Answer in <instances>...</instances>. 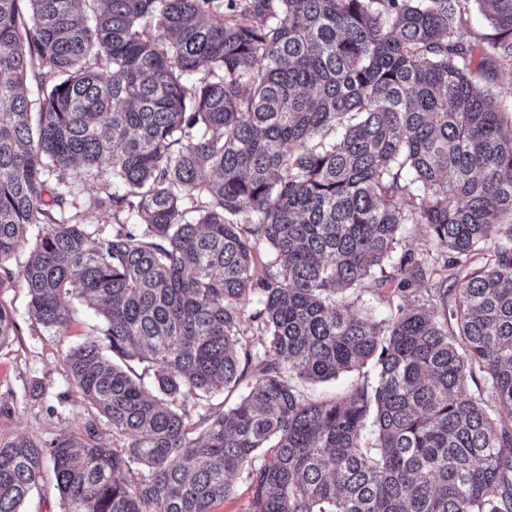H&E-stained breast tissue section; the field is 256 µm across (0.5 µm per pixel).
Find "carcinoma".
<instances>
[{
    "mask_svg": "<svg viewBox=\"0 0 512 512\" xmlns=\"http://www.w3.org/2000/svg\"><path fill=\"white\" fill-rule=\"evenodd\" d=\"M501 69L512 0H0V347L17 279L57 333L70 295L103 317L64 358L87 417L0 443V512L48 465L64 512H212L239 474L248 512H512ZM89 177L90 207L136 229L55 221ZM404 224L445 254L441 310L353 311L369 281L405 300L436 274L395 256ZM251 296L261 352L240 341ZM369 364L373 385L332 400L292 384ZM246 378L235 406L201 405Z\"/></svg>",
    "mask_w": 512,
    "mask_h": 512,
    "instance_id": "carcinoma-1",
    "label": "carcinoma"
}]
</instances>
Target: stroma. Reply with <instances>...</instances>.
Instances as JSON below:
<instances>
[{
  "label": "stroma",
  "mask_w": 512,
  "mask_h": 512,
  "mask_svg": "<svg viewBox=\"0 0 512 512\" xmlns=\"http://www.w3.org/2000/svg\"><path fill=\"white\" fill-rule=\"evenodd\" d=\"M0 297L12 304L18 325L12 343L0 348V441L18 436L49 439L75 431L87 410L63 357L100 323V315L79 300H69L72 325L60 335L31 316L22 283Z\"/></svg>",
  "instance_id": "obj_1"
}]
</instances>
